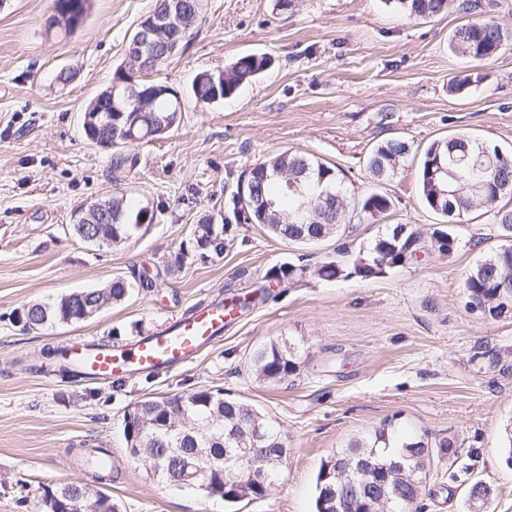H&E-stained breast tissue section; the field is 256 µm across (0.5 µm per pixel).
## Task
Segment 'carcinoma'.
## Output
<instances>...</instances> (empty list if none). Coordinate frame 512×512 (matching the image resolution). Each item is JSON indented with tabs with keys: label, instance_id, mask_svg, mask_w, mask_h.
<instances>
[{
	"label": "carcinoma",
	"instance_id": "cac0c4a2",
	"mask_svg": "<svg viewBox=\"0 0 512 512\" xmlns=\"http://www.w3.org/2000/svg\"><path fill=\"white\" fill-rule=\"evenodd\" d=\"M397 8L410 18H430L448 10V0H395ZM180 6L177 27L163 31L157 46L145 49L142 58H123L113 73L112 84L132 81V90L119 86L114 93L106 88L86 106L82 128L112 119V127L101 128L100 136L112 135V165L118 170L127 161L123 148L129 140L148 143L173 129L180 121L181 99L161 95V83L147 79L172 57L165 51L170 42L188 44L201 12V0H155L151 13L162 15ZM90 0H52L50 18L56 31L70 33L82 24L89 12ZM512 43V29L486 19L468 22L453 33L449 47L470 62H485ZM272 66L265 54L239 56L222 71L197 73L200 81L191 84V96L199 106L211 105L232 95L241 85L257 78ZM411 152V145L400 138L377 144L367 155L365 166L378 182L397 175ZM449 166L459 175L446 180L437 173ZM422 198L429 209L460 224L473 208L481 206L502 231L505 243L488 253L469 269L462 280L469 307L487 319L512 315V296L499 292L512 286V209L500 205L512 199V151L468 135L432 142L424 151L418 177ZM391 198L383 192H371L354 199L348 195L339 171L312 156L289 151L274 154L255 164L238 180L233 194L232 216L215 224L206 218L193 225L192 244L199 259L224 254V233L232 223L261 224L273 237L285 242L311 245L346 232L347 211L356 212L359 223L386 213ZM107 211L105 223L96 224L97 243L124 242L131 226L145 223L147 211L132 213L124 196L114 195L102 201ZM431 247L450 254L458 238L450 229L433 232ZM421 233L409 224H396L376 236L348 259L322 262L315 267L291 263L271 267L267 278L291 288L307 274L322 280L357 277L378 278L387 271L418 259ZM129 284L114 278L103 288L74 291L53 303L36 302L23 307L25 330L53 324H78L87 314H97L104 304L119 303L128 296ZM302 345L287 338L266 343L252 351L251 368L270 383H281L297 376L301 369ZM64 348L48 346L41 357L64 379L78 381L82 373L63 360ZM127 453L133 460L150 464V474L169 485H179L180 463L189 456L209 459L238 448H267L269 453L253 465L234 470L206 469L193 489L206 497H219L228 504L254 501L268 496L288 459V448L272 418L253 404L224 397L221 390L199 389L187 394L137 402L124 415ZM428 444L419 438L403 437L382 428L366 441H357L321 463L317 481L315 512H334L336 494L350 490L353 483L369 488L386 478L394 492L386 501L390 512H407L418 499L426 479ZM88 478L44 487L43 501L66 491L93 506V512H116L112 497L97 484L112 480V466L88 469Z\"/></svg>",
	"mask_w": 512,
	"mask_h": 512
}]
</instances>
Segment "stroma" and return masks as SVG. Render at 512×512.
Returning <instances> with one entry per match:
<instances>
[{"mask_svg":"<svg viewBox=\"0 0 512 512\" xmlns=\"http://www.w3.org/2000/svg\"><path fill=\"white\" fill-rule=\"evenodd\" d=\"M154 0H92L69 34L44 29L51 0H8L0 10V512H41L45 485L75 476L72 451L107 448L114 477L106 491L118 512H224L218 498L175 488L129 458L124 415L134 403L221 389L268 412L289 448L269 495L238 512H314L321 463L356 440L392 425L427 442V478L412 512H472V479L486 482L485 512H512V316L488 320L470 311L463 273L501 244L484 208L455 225L457 249L372 280L306 277L290 288L268 282L281 263L315 265L346 245L358 251L394 224L422 236L444 225L418 185V161L375 182L365 158L398 137L413 149L467 134L512 146V45L472 66L448 40L465 18L456 10L406 18L393 0H203L193 38L155 72L185 97L178 127L163 139L112 151L88 141L82 113L112 82L125 46ZM266 53L275 63L234 95L207 107L189 93L195 75L221 70L237 56ZM73 78L61 83V71ZM478 72L460 92L455 79ZM291 149L340 169L350 193L380 190L393 205L372 224L306 246L271 237L258 224H235L224 254L180 269L172 263L200 216L230 212L238 179L268 155ZM125 195L153 221L132 227L118 245H92L70 230L78 208ZM150 273L151 288L139 285ZM132 289L79 324L25 331L15 315L113 278ZM248 299L244 314L191 364L112 383H63L24 361L70 339L134 341L187 308L216 297ZM300 342L299 376L273 384L249 364L270 341ZM498 353L497 367L471 363L475 351ZM453 439L454 452L439 443ZM474 461L472 474L460 471Z\"/></svg>","mask_w":512,"mask_h":512,"instance_id":"35a3bbf8","label":"stroma"}]
</instances>
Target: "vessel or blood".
Instances as JSON below:
<instances>
[{
  "mask_svg": "<svg viewBox=\"0 0 512 512\" xmlns=\"http://www.w3.org/2000/svg\"><path fill=\"white\" fill-rule=\"evenodd\" d=\"M235 313L231 304L215 301L194 308L132 347L89 352L75 343L69 354L98 380L121 379L133 371L173 369L192 361L221 336L225 319Z\"/></svg>",
  "mask_w": 512,
  "mask_h": 512,
  "instance_id": "obj_1",
  "label": "vessel or blood"
}]
</instances>
